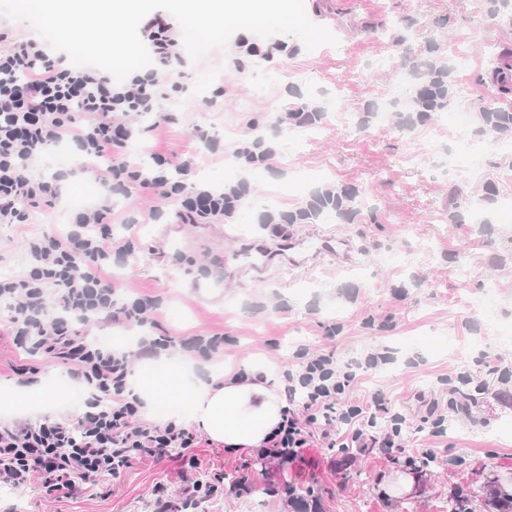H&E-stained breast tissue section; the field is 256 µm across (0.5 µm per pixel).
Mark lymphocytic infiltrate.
Instances as JSON below:
<instances>
[{
	"label": "lymphocytic infiltrate",
	"mask_w": 512,
	"mask_h": 512,
	"mask_svg": "<svg viewBox=\"0 0 512 512\" xmlns=\"http://www.w3.org/2000/svg\"><path fill=\"white\" fill-rule=\"evenodd\" d=\"M141 38L152 64L119 83L99 70L69 66L64 56H50L40 36L19 38L0 29V224L25 223L28 208L61 195L60 185L42 180L34 165L65 141L85 159V174L101 181L106 194L138 184L172 201L177 223L230 219L244 205L242 183L197 186L171 177L161 152L147 164L127 154L139 135L128 116L152 112L159 122H172L162 102L167 92L182 89L180 28L156 14L143 25ZM104 158L109 164L102 169L98 162ZM111 213L107 202L75 212L66 236L44 234L26 241L24 272L0 275L7 334L29 357L11 365L12 374L22 384L32 383L34 358H54L66 365L77 392L76 417L0 424V488L20 489L37 479L46 494L66 497L76 481L117 479L133 461L173 454L189 498H210L214 487L193 477L201 432L177 416L147 417L130 382L128 352L89 341L76 329L82 313L144 326L160 307L150 297L121 296L107 276L113 255L124 252L112 242L106 222ZM297 358L296 367L282 373L287 402L282 419L258 454L292 459L315 440L327 448H361L384 457L404 448L402 422L374 429L378 415L389 410L383 393L367 402L349 398L346 392L356 379L351 367L330 353L311 357L301 351ZM342 425L347 428L343 439L336 435Z\"/></svg>",
	"instance_id": "1"
}]
</instances>
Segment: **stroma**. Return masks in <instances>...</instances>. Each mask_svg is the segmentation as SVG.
<instances>
[{"instance_id":"1","label":"stroma","mask_w":512,"mask_h":512,"mask_svg":"<svg viewBox=\"0 0 512 512\" xmlns=\"http://www.w3.org/2000/svg\"><path fill=\"white\" fill-rule=\"evenodd\" d=\"M305 9L337 45L309 52L290 36L279 64L248 58L241 72L226 66L224 51H211L184 67L183 90L170 103L173 122L158 127L154 115L130 116L141 131L130 157L146 160L160 150L175 172L198 156L186 175L196 185L220 187L242 177L227 173L221 155H210L194 139L195 127L206 129L220 148L262 133L273 139L276 157L270 168L244 177L248 204L223 224L219 237H202L197 225L183 224L176 240L160 244L154 227L173 221L172 203L135 184L113 195L112 237L127 251L106 273L123 295L159 299L153 333L175 342L165 358L182 355L186 337L223 336V357L198 360V375L257 369L277 384L302 347L334 352L340 362L383 352L388 362L360 373L350 397L383 391L393 410L412 419L416 396L447 400L449 380L464 376L473 400L469 415L452 414L446 436L407 428L404 451L389 458L315 442L280 465L251 448L203 446L196 451L197 479L209 481L220 470L238 481L196 512H295L287 497L268 492L274 482L310 490L318 512H448V498L460 487L475 493V512H498L499 497L512 494V400L501 399L490 369H512V347L487 333L473 301L495 286L500 313L512 320V218L499 216L500 199L512 195V182L503 178L512 153L486 152L476 177L463 168L450 171L448 159L462 151L452 136L455 112H469L476 130L483 126L481 106L512 112V94H502L494 81L502 53L512 47V8L492 13L489 0H305ZM461 60L465 68L448 77L444 111L399 128L428 64ZM301 103L323 111L309 135L274 133L277 113ZM370 105L387 109L385 125L367 114ZM83 164L71 153L39 163L45 180L63 175L64 197L32 210L28 223L0 224V273L25 270L26 239L69 229L64 198L89 183ZM334 186L354 191V219L330 215L293 224L288 236L351 241L357 247L352 261L321 266L277 260L261 273L238 272L237 263L251 260L244 244L271 247L277 241L276 225L259 226L260 213L297 210ZM402 250L416 254L413 266L386 262L387 254ZM333 323L342 329L331 337L326 328ZM80 330L88 340L119 343L132 352V368H140L135 351L142 328L101 316ZM23 357L0 331V422L73 415L72 402L50 389L70 381L53 358L36 362V387L50 400L44 410L2 402V395L24 389L10 371ZM428 454L438 460L430 470L422 465ZM156 485L167 487L172 507L180 506V466L165 458L133 462L120 479L81 485L68 497H48L36 481L0 490V507L157 512Z\"/></svg>"}]
</instances>
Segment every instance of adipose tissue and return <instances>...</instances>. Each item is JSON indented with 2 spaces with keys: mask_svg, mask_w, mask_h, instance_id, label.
Here are the masks:
<instances>
[{
  "mask_svg": "<svg viewBox=\"0 0 512 512\" xmlns=\"http://www.w3.org/2000/svg\"><path fill=\"white\" fill-rule=\"evenodd\" d=\"M193 366V359L183 355L173 364H153L137 373L135 388L146 408L191 388L192 419L212 441L258 447L281 419L286 401L280 389L255 377L241 381L230 375L191 385L187 377Z\"/></svg>",
  "mask_w": 512,
  "mask_h": 512,
  "instance_id": "adipose-tissue-1",
  "label": "adipose tissue"
}]
</instances>
